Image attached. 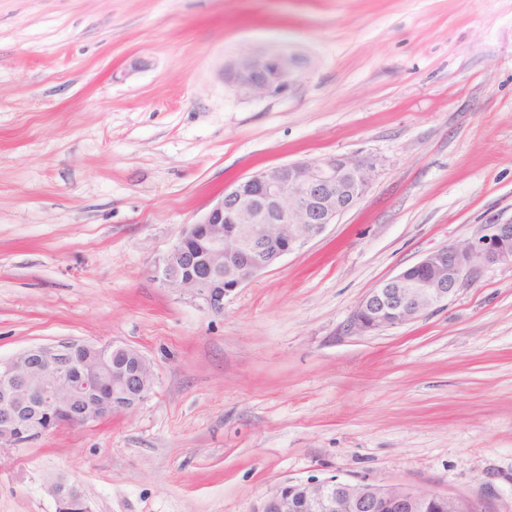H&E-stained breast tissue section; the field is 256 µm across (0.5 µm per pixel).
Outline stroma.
<instances>
[{
    "mask_svg": "<svg viewBox=\"0 0 512 512\" xmlns=\"http://www.w3.org/2000/svg\"><path fill=\"white\" fill-rule=\"evenodd\" d=\"M286 44L292 89L224 82ZM376 165L323 236L212 316L153 277L226 185ZM512 220V0H0V358L63 339L151 363L116 417L0 447V512H251L287 480L403 484L512 512V267L371 335L359 301ZM48 491L55 503V512H63L70 503L89 501L81 485L76 481H70L64 477L53 480Z\"/></svg>",
    "mask_w": 512,
    "mask_h": 512,
    "instance_id": "stroma-1",
    "label": "stroma"
}]
</instances>
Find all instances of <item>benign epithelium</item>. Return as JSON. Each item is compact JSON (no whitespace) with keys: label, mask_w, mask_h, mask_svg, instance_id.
I'll return each mask as SVG.
<instances>
[{"label":"benign epithelium","mask_w":512,"mask_h":512,"mask_svg":"<svg viewBox=\"0 0 512 512\" xmlns=\"http://www.w3.org/2000/svg\"><path fill=\"white\" fill-rule=\"evenodd\" d=\"M303 59L286 46L239 57L224 68V82L250 95L288 92ZM368 158L323 156L269 167L226 187L203 217L187 225L155 269L163 286L175 287L201 311L224 314V296L311 240L351 209L346 174L363 189L373 180ZM512 266V224H484L463 243L426 253L412 279L401 271L372 288L359 302L350 327L360 334L414 321L448 303L476 271ZM136 348L59 340L0 359V447L30 444L64 425L76 426L131 410L150 394ZM45 417L33 433L24 427L30 411ZM48 491L55 512L86 503L81 485L64 477ZM481 512L480 499L452 498L401 484L350 482L338 476L285 480L266 492L253 512Z\"/></svg>","instance_id":"obj_1"}]
</instances>
